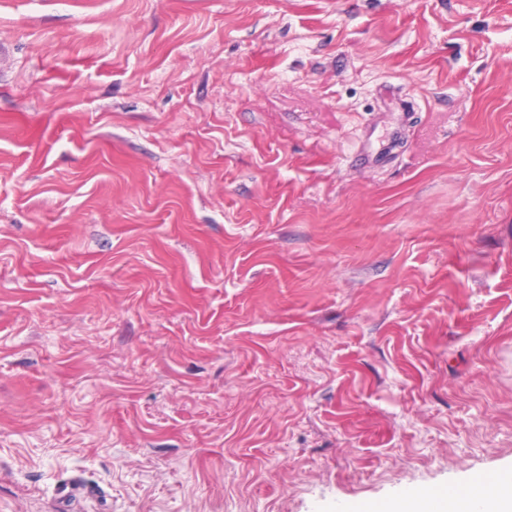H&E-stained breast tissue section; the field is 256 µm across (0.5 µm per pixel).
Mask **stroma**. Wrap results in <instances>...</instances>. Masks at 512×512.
<instances>
[{"mask_svg": "<svg viewBox=\"0 0 512 512\" xmlns=\"http://www.w3.org/2000/svg\"><path fill=\"white\" fill-rule=\"evenodd\" d=\"M510 471L512 0H0V512Z\"/></svg>", "mask_w": 512, "mask_h": 512, "instance_id": "35a3bbf8", "label": "stroma"}]
</instances>
